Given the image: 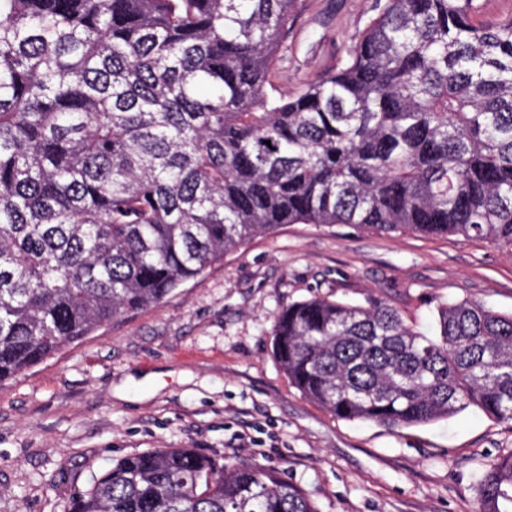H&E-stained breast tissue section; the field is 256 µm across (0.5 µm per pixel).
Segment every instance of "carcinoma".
I'll return each instance as SVG.
<instances>
[{
	"label": "carcinoma",
	"mask_w": 512,
	"mask_h": 512,
	"mask_svg": "<svg viewBox=\"0 0 512 512\" xmlns=\"http://www.w3.org/2000/svg\"><path fill=\"white\" fill-rule=\"evenodd\" d=\"M296 0H0V382L158 306L286 224L512 249V20L376 0L348 59L267 85ZM296 302L273 352L338 419L390 430L475 405L512 425V315ZM479 512H512V451ZM68 512H318L276 468L192 448L120 459Z\"/></svg>",
	"instance_id": "cac0c4a2"
}]
</instances>
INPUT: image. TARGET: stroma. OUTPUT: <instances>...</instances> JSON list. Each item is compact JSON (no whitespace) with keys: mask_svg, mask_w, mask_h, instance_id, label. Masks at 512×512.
Returning a JSON list of instances; mask_svg holds the SVG:
<instances>
[{"mask_svg":"<svg viewBox=\"0 0 512 512\" xmlns=\"http://www.w3.org/2000/svg\"><path fill=\"white\" fill-rule=\"evenodd\" d=\"M372 4L298 0L273 95L339 67ZM313 297L381 300L431 336L440 301L512 314V251L347 224L255 238L160 305L0 383V512H66L95 474L154 448L282 469L318 512H478L479 474L512 450V426L475 406L394 432L335 418L272 351L275 314Z\"/></svg>","mask_w":512,"mask_h":512,"instance_id":"35a3bbf8","label":"stroma"}]
</instances>
